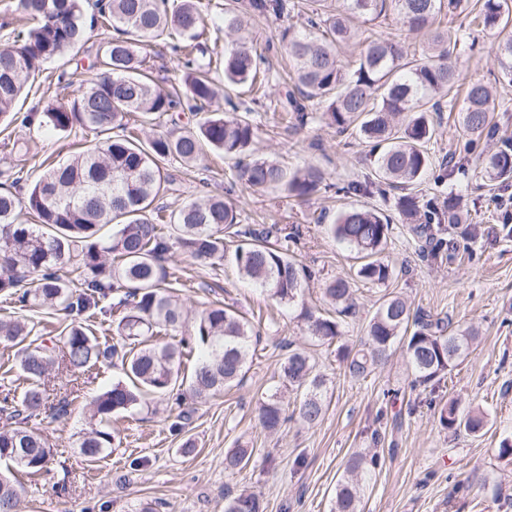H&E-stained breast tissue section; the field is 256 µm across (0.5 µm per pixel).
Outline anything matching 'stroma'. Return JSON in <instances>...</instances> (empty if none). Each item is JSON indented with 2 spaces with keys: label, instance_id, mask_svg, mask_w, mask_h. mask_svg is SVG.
Listing matches in <instances>:
<instances>
[{
  "label": "stroma",
  "instance_id": "35a3bbf8",
  "mask_svg": "<svg viewBox=\"0 0 512 512\" xmlns=\"http://www.w3.org/2000/svg\"><path fill=\"white\" fill-rule=\"evenodd\" d=\"M360 35L401 38L411 60L423 59L426 53L425 35L407 31L393 11L362 25ZM460 39L461 82L496 87L493 117L512 135V86L498 81L493 52L497 34L466 28ZM98 48L92 38L76 48L77 63H45L44 74L63 71L66 80L52 86L46 96H30L27 107L76 97L91 77L84 64ZM269 61L272 80L261 101H251L246 94L236 99L239 110L249 112L257 128L255 149L291 170L305 164L319 167L326 189L303 202L281 191L245 188L234 179L232 161L210 150L201 165L170 166L173 184L162 203L173 210L189 199L221 194L236 203L242 223L299 229L301 239L293 256L312 270L313 279L294 306L282 307L232 268L199 266L180 245H173L167 265L181 283L179 296L189 312L199 313L219 299L245 315L269 317L244 381L205 400L187 398L178 405L168 398H151L146 406L115 416L112 452L91 467L79 448L90 427L89 404L124 380L121 365H99L76 381L64 373L49 375L45 385L51 402L65 397L75 384L81 396L65 417L52 420L41 415L30 420V428L47 435L56 455L37 481L17 474L21 512H139L145 504L153 512H224L225 493L245 488L258 496L260 512H330L346 458L364 448L379 452L385 462L364 491L363 512H512V461L498 455L502 441H512V239L495 235L506 213L502 202L512 192L499 188L469 162L445 182L423 180L417 193L424 199H439L451 190L464 194L472 223L483 231L471 244L472 260L451 265L423 261L396 219L393 192L339 191L340 186L374 175V160L358 125L336 133L318 120L322 106L314 100L309 108L316 118L306 127L282 121L280 102L295 84L288 77L284 52L270 53ZM437 122L438 133L427 146L436 169L448 156L460 155L471 138L458 110L441 112ZM17 141L24 143V151L14 149ZM96 142L94 135L77 128L64 133L16 123L0 132V168L16 164L36 177ZM353 205L392 216L386 257L404 264L407 271L382 287L354 282L358 315L347 321L342 344H358L368 319L388 293L403 295L412 307L431 315L476 328L475 350L459 362L437 393L454 396L461 407L483 409L487 425L482 432H453L440 426L428 407L432 393L409 385L411 369L402 348H395L388 362L367 378L354 379L345 374L336 349L318 345L311 337L301 311L329 312L324 281L354 274L360 264L356 252L335 241L317 217ZM288 342L307 348L324 376L326 413L316 426L292 421L269 434L256 421L259 404L275 392L286 405L297 397L294 391L276 388L277 364ZM182 410L190 412V423L173 430ZM190 437L196 446L187 452L182 444ZM240 445L253 448L251 465L235 474L225 472V452ZM62 479L69 490L61 494L57 484Z\"/></svg>",
  "mask_w": 512,
  "mask_h": 512
}]
</instances>
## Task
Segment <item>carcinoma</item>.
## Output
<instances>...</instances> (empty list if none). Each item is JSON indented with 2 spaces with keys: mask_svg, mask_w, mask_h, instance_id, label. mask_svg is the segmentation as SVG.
<instances>
[{
  "mask_svg": "<svg viewBox=\"0 0 512 512\" xmlns=\"http://www.w3.org/2000/svg\"><path fill=\"white\" fill-rule=\"evenodd\" d=\"M318 8L297 31L284 30L281 42L293 65L299 95L286 94L283 112L304 125L305 102L322 104L321 119L344 131L354 122L370 146L379 181L399 191L395 207L408 234L421 243L431 261L452 264L462 257L460 242L473 239L476 228L462 222L461 197L452 192L441 201L419 200L414 186L431 168L426 146L436 133L434 115L454 106L459 81L453 58L459 37L450 29L434 32L423 62L407 59L401 42L377 38L367 42L359 57L348 63L338 50L357 40L355 22L374 21L397 11L412 32L427 28L441 13L463 16V24L498 31L496 58L501 78L512 84V0H482L474 13L463 12L461 0H314ZM286 0H235L224 14V87L268 83L264 56L246 37L256 16L279 17ZM26 23L17 32L0 36V120L22 126L50 127L68 132L76 127L103 142L48 168L34 183L24 171L9 166L0 175L10 186L0 189V297L22 307L62 311L71 318L55 336L37 334L33 321L0 320V344L17 348L18 366L26 381L21 399L0 407V463L35 478L47 470L53 449L44 436L27 427L28 420L50 410L67 415L72 399L52 405L45 395V378L53 371L83 374L104 361L120 362L127 381L96 396L91 403L92 426L81 442L90 464L107 456L115 435L112 416L142 405L146 398L168 395L181 403L182 387L197 398L221 393L243 382L252 359L253 342L261 326L216 302L186 321L176 295L177 277L163 265L176 238L201 266L230 265L280 305H291L312 271L292 259L288 242L298 233H283L276 225L239 224L236 206L220 195H206L170 211L154 205L169 191L173 179L167 165L179 160L198 165L205 150L235 160L236 178L256 190H283L298 198L317 192L324 173L313 166L290 171L278 161L257 155L252 145L256 127L246 116L210 109L219 85L207 50L197 42L205 24L200 0H181L174 8L166 0H94L90 20H84L83 0H19ZM101 36V46L88 69L94 72L80 94L68 102L49 103L42 111L22 115L13 109L31 91V79L45 63L65 58L87 31ZM178 53L181 83L189 111L204 116L196 128L148 134L157 119L182 106L178 92L156 84L146 73L143 50L152 42L172 39ZM492 88L468 84L460 108L461 121L471 133L491 126ZM139 115L140 123L129 124ZM118 129L122 134L112 135ZM475 163L487 176L512 187V139ZM106 226L112 234L101 236ZM332 237L353 248L362 263L355 277L373 286L386 285L395 274L384 258L392 225L379 211L352 207L328 225ZM79 252L78 282L59 275ZM115 295L110 306L118 339L102 343L87 321L96 317L101 301ZM323 295L336 316L305 314L310 335L330 345L343 335L346 319L356 316L352 278L338 276L323 285ZM181 332L176 345H160L153 337ZM476 340L469 328L449 329V323L413 310L399 295H385L366 324L360 348L343 354L345 374L364 379L385 364L396 343L405 349L414 378L411 387L439 385ZM198 354L190 376L179 378L183 359ZM279 383L301 393L293 410L271 396L260 403L262 430L278 431L295 417L314 426L325 412L323 376L314 373L310 355L288 348L276 369ZM446 429L476 434L487 425L483 411L467 410L450 397L430 401ZM253 449H229L224 470L246 468ZM382 465L379 453L355 452L345 462L331 512H360L368 476ZM17 485L0 472V512H18ZM256 495L227 496L224 512H259Z\"/></svg>",
  "mask_w": 512,
  "mask_h": 512,
  "instance_id": "carcinoma-1",
  "label": "carcinoma"
}]
</instances>
